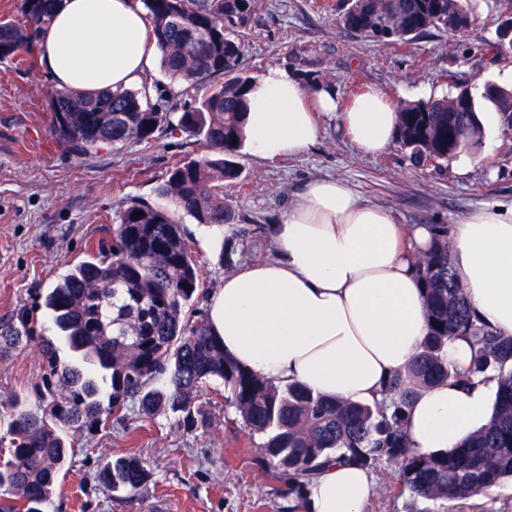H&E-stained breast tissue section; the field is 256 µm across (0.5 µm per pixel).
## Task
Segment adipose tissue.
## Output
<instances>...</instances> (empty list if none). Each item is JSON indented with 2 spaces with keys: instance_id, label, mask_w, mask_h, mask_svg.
<instances>
[{
  "instance_id": "obj_1",
  "label": "adipose tissue",
  "mask_w": 512,
  "mask_h": 512,
  "mask_svg": "<svg viewBox=\"0 0 512 512\" xmlns=\"http://www.w3.org/2000/svg\"><path fill=\"white\" fill-rule=\"evenodd\" d=\"M140 0H62L37 47L57 89L94 94L134 87L157 63ZM245 144L272 160L302 153L320 136L316 113L338 114L346 136L378 154L395 139L393 101L371 88L346 108L332 91L272 67L248 94ZM426 226L404 228L392 211L345 182L317 179L272 225V251L226 274L207 320L240 365L283 383L353 402L380 400L390 374L423 342L428 320L415 257ZM456 279L483 322L512 334V200L475 208L449 231ZM484 382L440 383L406 420L411 448L455 447L488 409ZM371 476L350 463L326 466L308 486L305 512H363Z\"/></svg>"
}]
</instances>
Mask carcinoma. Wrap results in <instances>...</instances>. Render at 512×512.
<instances>
[{
	"label": "carcinoma",
	"instance_id": "cac0c4a2",
	"mask_svg": "<svg viewBox=\"0 0 512 512\" xmlns=\"http://www.w3.org/2000/svg\"><path fill=\"white\" fill-rule=\"evenodd\" d=\"M160 66L181 80L190 95L207 92L171 118L126 88L86 96L54 90L49 107L54 138L85 156L99 144L151 142L163 126L200 137L212 153L177 163L159 195L174 210L131 201L121 207L112 244L89 254L62 275L44 298L45 317L59 332L69 355L44 340L43 386L51 401L34 413L18 409L0 447V512H44L57 491L60 472L73 450L63 429L94 425L112 415L126 419L128 403L152 417L184 413L183 425L198 428L204 416L193 400L219 380L224 405L262 439L260 467L282 484L290 512L304 507L305 489L331 461L370 468L400 463L398 484L419 497L448 503L484 495L512 478V335L505 336L476 314L455 278L448 227L431 225L427 251L416 258L428 334L410 364L385 382L383 399L356 403L315 393L301 384H281L238 365L210 331L199 308L205 297L200 269L187 244L180 215L227 229L224 261L233 265L249 252L248 238L265 225L237 227L224 201V183L238 181L248 93L253 78L238 68L243 28L257 0H141ZM58 0H23L24 21L0 25V61L25 60ZM343 25L358 36L404 47L433 30L448 29V0H348ZM484 97L504 110L512 92L494 84ZM451 98L397 106V141L413 164L441 168L482 144L475 100L467 111L450 109ZM237 143H232V138ZM143 211L145 215L132 217ZM32 316L0 322V357L33 339ZM466 342L472 358L465 368L448 363V343ZM495 384L491 413L478 430L444 453H421L406 439L408 410L425 390L444 381ZM150 471L138 457L105 463L96 480L110 491L135 492Z\"/></svg>",
	"mask_w": 512,
	"mask_h": 512
}]
</instances>
